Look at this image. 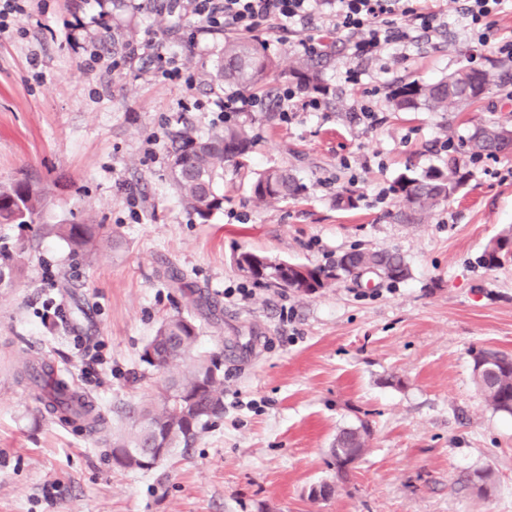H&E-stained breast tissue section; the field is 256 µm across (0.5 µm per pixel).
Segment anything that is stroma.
<instances>
[{
	"label": "stroma",
	"instance_id": "obj_1",
	"mask_svg": "<svg viewBox=\"0 0 512 512\" xmlns=\"http://www.w3.org/2000/svg\"><path fill=\"white\" fill-rule=\"evenodd\" d=\"M446 21L432 38L398 45L378 61H356L343 33L314 16L307 28L262 32L280 70L303 43L324 37L336 54L314 112L281 117L258 96L254 144L224 166L223 210L200 223L169 178L185 136L221 130L213 83L223 33L200 34L191 12L154 0H29L0 33V183L42 190L38 224L0 225V238L26 237L16 283L0 288V512H512V416L476 388L472 353L512 355V259L476 262L512 226V155L471 164L470 176L418 224L400 223L398 176L442 165L445 141L474 124L512 129V100L490 87L460 112H397L398 82H430L462 65L490 67L473 50L458 0H429ZM141 44L174 42L173 71L151 53L114 58V27ZM360 77L348 82L346 73ZM371 103L376 120L360 119ZM291 169L301 195L256 206L251 186L266 169ZM355 208H337L342 189ZM139 197L126 203L128 192ZM99 224L117 236L92 253L71 249L49 225ZM400 252L407 279L368 288L354 280L306 296L250 284L240 252L324 265L350 249ZM183 285L171 287L170 275ZM250 288L228 299V288ZM204 306H196V299ZM200 327L198 352L223 356L224 412L187 452L150 471L112 461L111 438L47 414L18 377L23 358L43 356L94 401L112 431L130 429V410L165 378L141 359L173 315ZM240 340L241 349L225 345ZM106 360L86 382L77 341ZM367 422L371 437L345 481L329 448L336 434ZM491 473L487 486L469 475ZM334 483L327 499L310 495Z\"/></svg>",
	"mask_w": 512,
	"mask_h": 512
}]
</instances>
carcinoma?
<instances>
[{
	"label": "carcinoma",
	"instance_id": "cac0c4a2",
	"mask_svg": "<svg viewBox=\"0 0 512 512\" xmlns=\"http://www.w3.org/2000/svg\"><path fill=\"white\" fill-rule=\"evenodd\" d=\"M334 42L323 39L319 46L296 57L288 70V79L299 89L313 94L326 91L322 68L331 61ZM277 64L263 40L242 35L224 39V51L214 69L213 77L229 85L272 92ZM512 79V73L489 70L474 71L463 66L448 76L431 83L411 81L394 86L389 99L396 111L453 112L459 106L472 103L493 83ZM496 124L481 125L458 149L448 154L440 167H430L420 174L400 175L393 191L405 202L406 208L397 214L403 224H415L426 217L441 202L448 200L468 180L467 161L484 156L512 153V140L497 133ZM253 144L251 127L235 117L224 120V129L205 137L186 136L175 151L171 167L172 179L186 207L201 223H206L224 208V196L216 189L224 173V163L246 156ZM301 184L288 171L269 169L252 186V198L262 206L272 200L295 197ZM42 191L28 181L0 184V224L21 227L37 223L43 208ZM102 225L55 224L52 226L75 252H88L98 243ZM512 245V229L503 231L489 242L479 257L486 269L499 267L506 253L495 256L503 246ZM27 244L18 239L0 245V288L14 285L23 271ZM260 256L240 253L236 269L240 275L269 287L287 288L310 294L329 288L336 276L352 277L365 265L387 269L389 281L404 280L410 270L403 256L389 250L364 251L353 249L336 257L327 266H304V272L258 268L254 261ZM199 338L198 325L176 315L162 321L146 345L153 349L156 362H143L168 373L158 389L155 400L137 411L136 425L127 432L113 434V447L124 451L120 461L125 469L151 470L157 465L156 456H168L179 447H188L224 410V363L215 356H195ZM483 365L487 371L474 374L477 388L492 407L512 415V356L494 349H480L473 354V368ZM43 381L37 383L38 399L44 409L70 424L85 423L96 430L105 428L106 419L94 413L92 405L65 383L53 379L52 367L41 365ZM370 436L365 422L356 428L344 429L329 449L336 473H342L349 462L346 449H355L354 457L363 453Z\"/></svg>",
	"mask_w": 512,
	"mask_h": 512
}]
</instances>
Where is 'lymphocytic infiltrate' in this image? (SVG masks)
I'll use <instances>...</instances> for the list:
<instances>
[{"mask_svg":"<svg viewBox=\"0 0 512 512\" xmlns=\"http://www.w3.org/2000/svg\"><path fill=\"white\" fill-rule=\"evenodd\" d=\"M161 9L190 10L206 33L233 30L254 34L270 26L281 31L307 26L324 7L334 10V30L345 33L351 55L359 61L391 55L401 43L436 32L443 23L424 0H159ZM504 0H463L461 13L467 21L471 47L512 61V39L500 38L493 19ZM402 17L397 28L393 17Z\"/></svg>","mask_w":512,"mask_h":512,"instance_id":"lymphocytic-infiltrate-1","label":"lymphocytic infiltrate"}]
</instances>
